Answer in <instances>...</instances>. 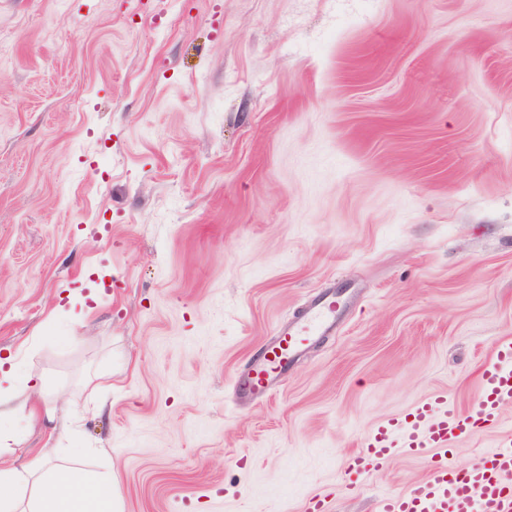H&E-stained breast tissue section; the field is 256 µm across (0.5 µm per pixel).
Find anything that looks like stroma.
Here are the masks:
<instances>
[{
    "label": "stroma",
    "instance_id": "1",
    "mask_svg": "<svg viewBox=\"0 0 512 512\" xmlns=\"http://www.w3.org/2000/svg\"><path fill=\"white\" fill-rule=\"evenodd\" d=\"M329 288L335 333L237 395ZM505 338L512 0H0V358L58 415L0 425L12 458L91 448L121 512H376L344 460L468 408Z\"/></svg>",
    "mask_w": 512,
    "mask_h": 512
}]
</instances>
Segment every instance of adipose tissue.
<instances>
[{
    "label": "adipose tissue",
    "instance_id": "obj_1",
    "mask_svg": "<svg viewBox=\"0 0 512 512\" xmlns=\"http://www.w3.org/2000/svg\"><path fill=\"white\" fill-rule=\"evenodd\" d=\"M8 442L0 434V512H117L111 473L85 470L78 453L61 467L44 451L19 464L7 459Z\"/></svg>",
    "mask_w": 512,
    "mask_h": 512
}]
</instances>
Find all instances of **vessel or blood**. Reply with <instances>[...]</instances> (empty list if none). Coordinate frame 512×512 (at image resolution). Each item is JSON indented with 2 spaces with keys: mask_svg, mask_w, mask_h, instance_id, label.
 Returning <instances> with one entry per match:
<instances>
[{
  "mask_svg": "<svg viewBox=\"0 0 512 512\" xmlns=\"http://www.w3.org/2000/svg\"><path fill=\"white\" fill-rule=\"evenodd\" d=\"M340 311L335 294H317L287 332L252 360L244 394L264 393L284 378L311 341L335 330ZM478 383L479 396L467 410H457L447 396L436 395L406 415L378 424L363 437L360 451L346 460L348 488H365L369 477L385 470L397 452L421 456L436 448L440 455L421 481L398 494L377 490L378 512H512L511 437L461 469L446 456L466 434L500 423L503 407L512 404L511 339L495 344Z\"/></svg>",
  "mask_w": 512,
  "mask_h": 512,
  "instance_id": "b4317fda",
  "label": "vessel or blood"
}]
</instances>
